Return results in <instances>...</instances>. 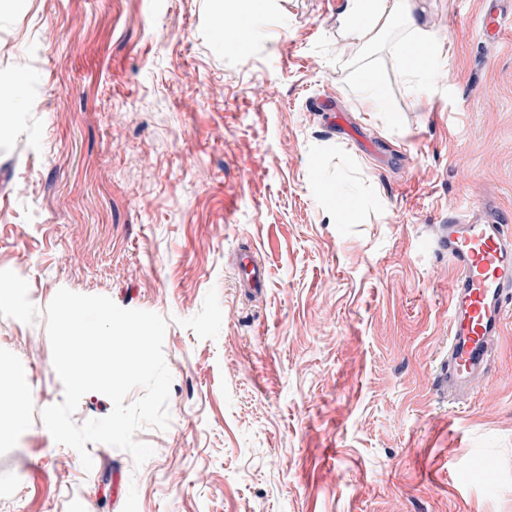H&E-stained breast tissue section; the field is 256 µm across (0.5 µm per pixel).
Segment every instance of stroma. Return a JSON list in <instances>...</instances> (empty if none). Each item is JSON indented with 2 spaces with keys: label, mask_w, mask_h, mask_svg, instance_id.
<instances>
[{
  "label": "stroma",
  "mask_w": 512,
  "mask_h": 512,
  "mask_svg": "<svg viewBox=\"0 0 512 512\" xmlns=\"http://www.w3.org/2000/svg\"><path fill=\"white\" fill-rule=\"evenodd\" d=\"M504 19L482 37L485 5ZM345 0H0V270L168 322L154 453L57 444L45 317H0V512H512V315L491 370L449 402L454 276L429 244L449 211L512 224V0H418L452 46L410 89L389 37L345 45ZM371 71L390 103L364 111ZM251 250L269 272L242 288ZM30 397L26 384L16 383L12 390L1 399L0 439L14 427L22 424L23 411Z\"/></svg>",
  "instance_id": "35a3bbf8"
}]
</instances>
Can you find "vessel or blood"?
Returning <instances> with one entry per match:
<instances>
[{"mask_svg": "<svg viewBox=\"0 0 512 512\" xmlns=\"http://www.w3.org/2000/svg\"><path fill=\"white\" fill-rule=\"evenodd\" d=\"M454 271L448 324V357L438 385L448 395L466 393L490 368V357L512 313V229L473 206L449 216L432 239ZM240 269L245 287H264L268 272L250 255Z\"/></svg>", "mask_w": 512, "mask_h": 512, "instance_id": "vessel-or-blood-1", "label": "vessel or blood"}]
</instances>
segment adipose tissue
<instances>
[{"instance_id": "obj_1", "label": "adipose tissue", "mask_w": 512, "mask_h": 512, "mask_svg": "<svg viewBox=\"0 0 512 512\" xmlns=\"http://www.w3.org/2000/svg\"><path fill=\"white\" fill-rule=\"evenodd\" d=\"M407 31L397 45L405 60L404 76L409 84L419 85L423 76L439 79L435 69L439 56L432 34L422 25L416 12V0H347L340 19V34L352 46L381 36L393 24Z\"/></svg>"}]
</instances>
